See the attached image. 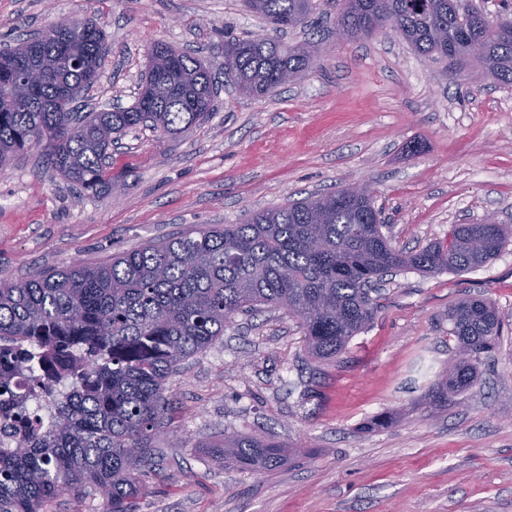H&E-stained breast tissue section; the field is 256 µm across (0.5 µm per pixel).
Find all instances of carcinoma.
<instances>
[{
  "label": "carcinoma",
  "instance_id": "obj_1",
  "mask_svg": "<svg viewBox=\"0 0 512 512\" xmlns=\"http://www.w3.org/2000/svg\"><path fill=\"white\" fill-rule=\"evenodd\" d=\"M272 31L304 28L316 0H246ZM385 20L418 54L451 59L455 76L474 70L512 84V19L491 26L455 0H341L336 25L366 31ZM17 39L42 72L37 90L11 78L0 61V166L46 140L47 166L75 191L111 189L112 145L148 123L176 136L214 110L218 81L197 57L179 53L177 72L148 65L140 90L151 87L161 112H143V95L128 108L78 112L59 102L65 85L91 88V60L106 33L97 22ZM482 53H471L470 42ZM318 43L283 47L277 37L224 41V78L240 95L276 92L307 69ZM370 191L311 194L250 214L242 224L190 234L118 253L108 261L63 269H31L0 280V512H42L64 491L88 489L111 500V512H139L140 481L156 462L151 447L165 405V381L188 357L208 349L236 315L280 308L302 330L317 362L346 350L373 321L372 297L402 270L464 273L495 258L512 241L504 224H455L448 241L416 251L392 244ZM459 351L429 389V399L469 389L479 356L498 338L492 303L465 299L448 309ZM48 408L51 421L39 414ZM224 459L256 473L288 462L283 446L224 436Z\"/></svg>",
  "mask_w": 512,
  "mask_h": 512
}]
</instances>
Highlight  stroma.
Masks as SVG:
<instances>
[{
	"label": "stroma",
	"mask_w": 512,
	"mask_h": 512,
	"mask_svg": "<svg viewBox=\"0 0 512 512\" xmlns=\"http://www.w3.org/2000/svg\"><path fill=\"white\" fill-rule=\"evenodd\" d=\"M61 18L98 20L110 53L86 91L132 106L155 41L224 72V36L267 24L244 0H0V40ZM336 10L282 33L320 40L300 77L259 98L222 86L218 106L174 137L144 127L112 148L114 189L80 197L40 150L0 167V279L105 261L150 241L313 192L366 185L392 243L418 250L487 214L512 225V85L453 76L392 31L339 42ZM478 297L502 320L474 385L433 405L430 385L458 342L448 310ZM333 363L305 349L296 321L238 316L166 382L167 410L141 478L139 512H512V244L471 272L408 270ZM389 422L370 428L377 415ZM292 452L260 475L224 459V433Z\"/></svg>",
	"instance_id": "1"
}]
</instances>
